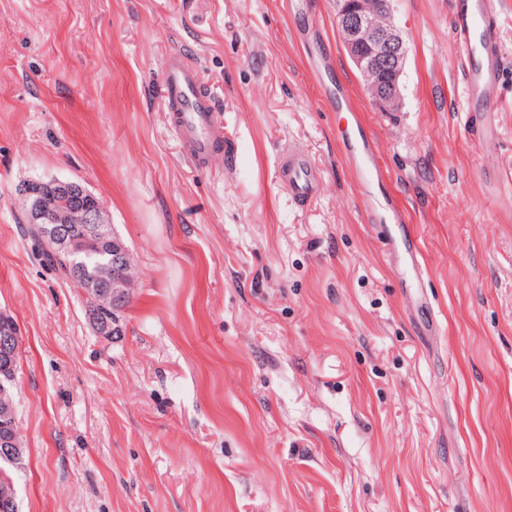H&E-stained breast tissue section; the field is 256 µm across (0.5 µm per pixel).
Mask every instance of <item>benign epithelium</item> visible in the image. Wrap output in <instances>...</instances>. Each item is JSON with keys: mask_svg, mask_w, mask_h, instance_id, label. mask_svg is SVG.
Listing matches in <instances>:
<instances>
[{"mask_svg": "<svg viewBox=\"0 0 512 512\" xmlns=\"http://www.w3.org/2000/svg\"><path fill=\"white\" fill-rule=\"evenodd\" d=\"M391 0H336V29L344 49L362 78L372 102L382 112L402 108L401 85L407 49L404 34L392 20ZM25 220L41 226L45 251L74 256L80 241L110 244L112 261L88 280L84 293L98 311L133 297L137 270L129 247L114 234L93 195L79 183L60 178L28 180L17 187ZM20 339L15 318L0 312V352ZM15 378L0 385V461L19 465L24 448L16 428ZM0 512H18L13 483L0 485Z\"/></svg>", "mask_w": 512, "mask_h": 512, "instance_id": "7a95c632", "label": "benign epithelium"}]
</instances>
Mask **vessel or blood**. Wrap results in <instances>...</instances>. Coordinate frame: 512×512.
Masks as SVG:
<instances>
[{
  "mask_svg": "<svg viewBox=\"0 0 512 512\" xmlns=\"http://www.w3.org/2000/svg\"><path fill=\"white\" fill-rule=\"evenodd\" d=\"M450 26L462 60V80L468 103L495 106L504 70V50L497 27L496 0H450ZM162 92L172 125L197 166H204L224 143L217 122L218 102L202 95L199 72L181 55H169L162 76ZM280 169L289 194L299 203L313 198L319 175L301 155L288 153Z\"/></svg>",
  "mask_w": 512,
  "mask_h": 512,
  "instance_id": "vessel-or-blood-1",
  "label": "vessel or blood"
}]
</instances>
